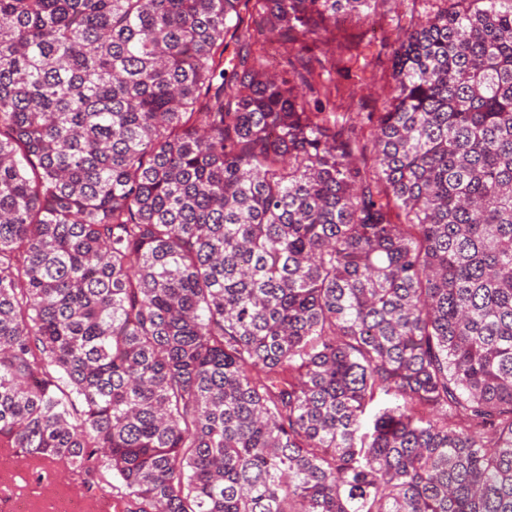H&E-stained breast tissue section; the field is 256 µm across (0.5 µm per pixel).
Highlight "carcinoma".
<instances>
[{"mask_svg": "<svg viewBox=\"0 0 512 512\" xmlns=\"http://www.w3.org/2000/svg\"><path fill=\"white\" fill-rule=\"evenodd\" d=\"M376 2L0 0V447L138 512H512V0H410L369 145L305 53ZM291 46L290 43L281 42L275 38L265 43V48L268 53V68L270 70L278 73H283L285 70H288L286 59L293 57L292 55L295 54V51L291 50Z\"/></svg>", "mask_w": 512, "mask_h": 512, "instance_id": "carcinoma-1", "label": "carcinoma"}]
</instances>
